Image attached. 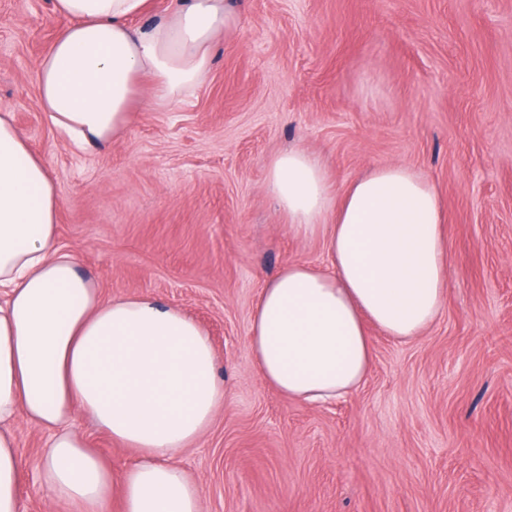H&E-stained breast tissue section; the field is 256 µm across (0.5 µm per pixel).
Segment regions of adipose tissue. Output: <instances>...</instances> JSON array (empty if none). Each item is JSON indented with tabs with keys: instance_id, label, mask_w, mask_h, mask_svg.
Masks as SVG:
<instances>
[{
	"instance_id": "obj_1",
	"label": "adipose tissue",
	"mask_w": 512,
	"mask_h": 512,
	"mask_svg": "<svg viewBox=\"0 0 512 512\" xmlns=\"http://www.w3.org/2000/svg\"><path fill=\"white\" fill-rule=\"evenodd\" d=\"M67 26L37 70L40 104L75 146H105L134 113L167 107L206 77L214 38L232 32L226 0H173L135 26L148 0H54ZM268 185L291 229L322 235L327 262L285 265L262 288L248 342L264 380L287 398L345 396L368 377V325L421 336L440 316L448 244L434 184L383 164L332 192L320 159L290 148ZM59 200L0 106V512H22L14 428L50 431L39 469L54 500L104 512H202V490L175 462L224 401L206 330L151 294L102 300L56 238ZM82 417L139 451L120 477L70 427Z\"/></svg>"
}]
</instances>
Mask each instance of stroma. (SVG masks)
Masks as SVG:
<instances>
[{"mask_svg":"<svg viewBox=\"0 0 512 512\" xmlns=\"http://www.w3.org/2000/svg\"><path fill=\"white\" fill-rule=\"evenodd\" d=\"M205 80L74 147L35 76L65 21L53 0H0V104L46 163L60 246L103 299L149 293L208 332L224 383L209 432L176 462L203 512H512V0H234ZM321 156L332 187L375 164L435 185L450 249L438 320L410 341L370 328L372 371L324 405L286 398L248 346L286 263L325 264L288 228L267 163ZM120 474L135 450L79 419ZM24 512L52 501L47 430L16 424Z\"/></svg>","mask_w":512,"mask_h":512,"instance_id":"1","label":"stroma"}]
</instances>
